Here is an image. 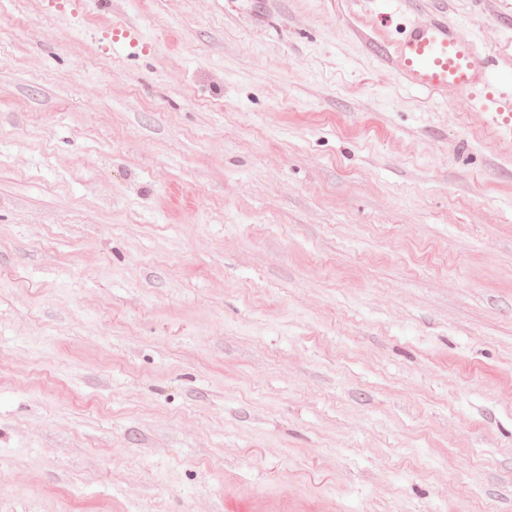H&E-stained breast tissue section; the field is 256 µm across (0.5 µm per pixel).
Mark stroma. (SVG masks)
I'll return each instance as SVG.
<instances>
[{
	"label": "stroma",
	"instance_id": "stroma-1",
	"mask_svg": "<svg viewBox=\"0 0 512 512\" xmlns=\"http://www.w3.org/2000/svg\"><path fill=\"white\" fill-rule=\"evenodd\" d=\"M440 15L512 85V0H0V512H512V148L384 51Z\"/></svg>",
	"mask_w": 512,
	"mask_h": 512
}]
</instances>
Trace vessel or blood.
I'll return each mask as SVG.
<instances>
[{
	"label": "vessel or blood",
	"mask_w": 512,
	"mask_h": 512,
	"mask_svg": "<svg viewBox=\"0 0 512 512\" xmlns=\"http://www.w3.org/2000/svg\"><path fill=\"white\" fill-rule=\"evenodd\" d=\"M391 63L410 87L441 94L489 86L493 73L490 60L461 39L454 23L443 17L411 24L396 42ZM474 105L499 140L511 143L512 91L475 98Z\"/></svg>",
	"instance_id": "vessel-or-blood-1"
}]
</instances>
